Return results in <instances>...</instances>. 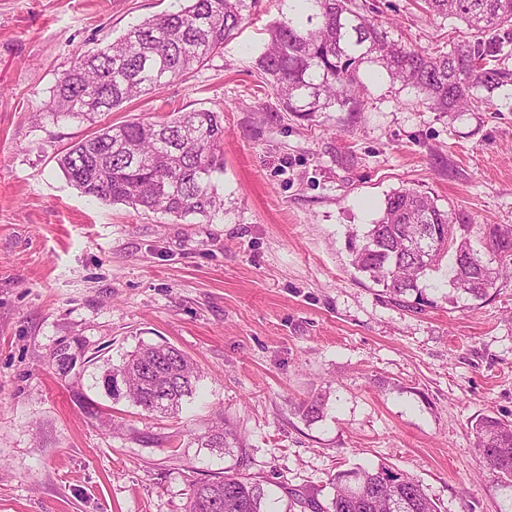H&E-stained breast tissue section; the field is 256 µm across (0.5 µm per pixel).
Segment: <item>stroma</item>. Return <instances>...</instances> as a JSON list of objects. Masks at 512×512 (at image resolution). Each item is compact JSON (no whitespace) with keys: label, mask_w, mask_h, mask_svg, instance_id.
I'll return each mask as SVG.
<instances>
[{"label":"stroma","mask_w":512,"mask_h":512,"mask_svg":"<svg viewBox=\"0 0 512 512\" xmlns=\"http://www.w3.org/2000/svg\"><path fill=\"white\" fill-rule=\"evenodd\" d=\"M402 44L469 39L420 0H365ZM174 0H0V512H186L192 482L261 480L326 499L333 475L385 464L440 512H512L473 426L512 420V276L486 299L428 290L411 308L351 264L352 232L402 188L466 223L512 228V86L491 110L434 112L374 69L361 110L285 112L256 60L286 0H262L201 67L100 123L208 109L224 122V209L182 219L85 196L57 158L87 122L36 125L75 54ZM167 343L200 372L179 413L112 398L108 368ZM69 348L70 372L56 364ZM324 404L319 417L300 406ZM224 423L228 451L198 438Z\"/></svg>","instance_id":"stroma-1"}]
</instances>
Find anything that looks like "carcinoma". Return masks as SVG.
<instances>
[{"label": "carcinoma", "instance_id": "obj_1", "mask_svg": "<svg viewBox=\"0 0 512 512\" xmlns=\"http://www.w3.org/2000/svg\"><path fill=\"white\" fill-rule=\"evenodd\" d=\"M178 6L131 27L116 40L74 56L50 90L35 121L94 120L123 103L159 90L222 52L260 0H177ZM433 16L454 18L474 31V40L447 53L408 48L360 11L355 0H288V12L269 26V42L257 69L287 112L311 117L357 103L361 71L381 69L393 84L422 95L436 112L492 107L480 94L512 85V71L499 66L512 45V0H422ZM66 178L87 196L182 218L212 217L224 207L216 176L224 173V125L218 113L200 109L169 119L107 125L75 142L57 158ZM471 225L458 224L426 194L397 190L385 199L380 218L350 242L352 265L391 299L418 304L443 260L450 271L448 297L479 301L506 272L472 245ZM484 250L512 256V233L480 225ZM429 250L424 264L410 248ZM125 396L149 413H174L193 396L199 374L179 350L142 345L113 369ZM206 448L239 443L216 426L198 437ZM473 448L488 474L508 477L512 489V421L483 416ZM328 502L289 492L288 512H437L415 478L386 466L337 473ZM262 512L261 483L242 473L191 485L187 512Z\"/></svg>", "mask_w": 512, "mask_h": 512}]
</instances>
